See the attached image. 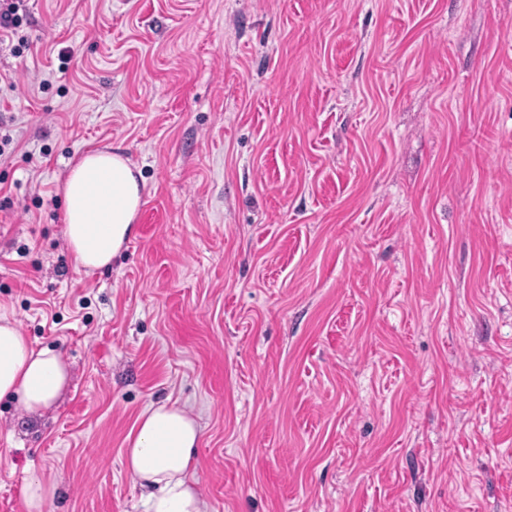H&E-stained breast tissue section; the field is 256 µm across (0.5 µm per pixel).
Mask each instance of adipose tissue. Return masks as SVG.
Returning a JSON list of instances; mask_svg holds the SVG:
<instances>
[{
    "label": "adipose tissue",
    "instance_id": "obj_1",
    "mask_svg": "<svg viewBox=\"0 0 512 512\" xmlns=\"http://www.w3.org/2000/svg\"><path fill=\"white\" fill-rule=\"evenodd\" d=\"M64 235L81 270L111 265L135 233L143 186L129 160L94 149L69 170L62 186ZM61 353L34 349L18 326L0 318V399L15 397L32 414L51 406L66 387ZM199 426L183 408L161 403L137 418L125 439L128 471L146 488V512H201L189 474Z\"/></svg>",
    "mask_w": 512,
    "mask_h": 512
}]
</instances>
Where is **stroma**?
I'll return each mask as SVG.
<instances>
[{
	"label": "stroma",
	"instance_id": "35a3bbf8",
	"mask_svg": "<svg viewBox=\"0 0 512 512\" xmlns=\"http://www.w3.org/2000/svg\"><path fill=\"white\" fill-rule=\"evenodd\" d=\"M0 44V317L70 367L0 401V512H145L124 439L196 418L203 512H512V0H23ZM110 147L137 232L79 270ZM139 178L110 148L87 152L69 170L61 186L64 235L79 269L110 266L134 235L143 197ZM23 491L27 512H45L54 497L55 485L37 477L28 481Z\"/></svg>",
	"mask_w": 512,
	"mask_h": 512
}]
</instances>
